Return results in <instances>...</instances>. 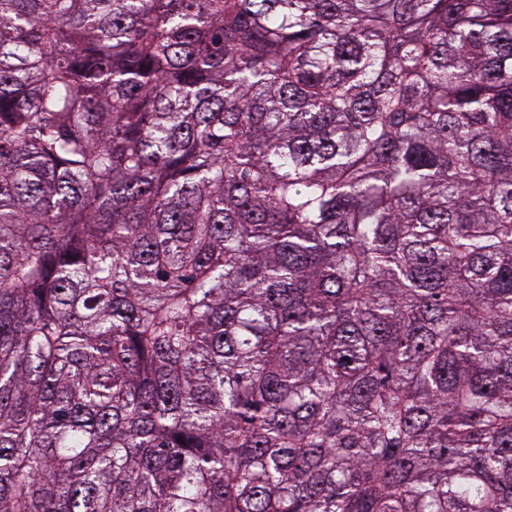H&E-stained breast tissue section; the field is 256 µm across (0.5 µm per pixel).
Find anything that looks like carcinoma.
<instances>
[{"instance_id": "1", "label": "carcinoma", "mask_w": 512, "mask_h": 512, "mask_svg": "<svg viewBox=\"0 0 512 512\" xmlns=\"http://www.w3.org/2000/svg\"><path fill=\"white\" fill-rule=\"evenodd\" d=\"M0 512H512V0H0Z\"/></svg>"}]
</instances>
